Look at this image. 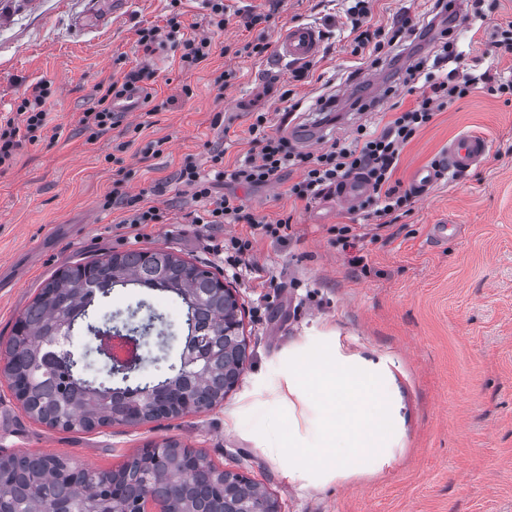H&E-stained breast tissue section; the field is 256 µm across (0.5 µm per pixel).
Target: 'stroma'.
Masks as SVG:
<instances>
[{"label": "stroma", "instance_id": "35a3bbf8", "mask_svg": "<svg viewBox=\"0 0 512 512\" xmlns=\"http://www.w3.org/2000/svg\"><path fill=\"white\" fill-rule=\"evenodd\" d=\"M224 2L230 21L217 31L203 0H181L176 8L170 0H128L104 26L87 19V0H0V115L16 110L28 86L52 85L41 141L24 144L0 170V356L16 319L57 269L109 252L159 248L219 273L242 310L249 356L234 389L209 410L89 432L39 422L0 379V455L53 454L73 466L114 470L148 443L175 440L217 468L259 482L281 512H512V100L478 89L436 112L400 155L394 177L402 188H411L417 169L438 164L460 134L485 136L488 154L412 196L393 224L345 211L332 198H289L296 170L266 186L237 188L250 211L288 218L289 229L284 244L257 237L247 273L231 275L183 220L190 199L173 180L180 168L203 164L218 142L226 164L256 155L249 126L258 112L270 114L273 134L296 145L286 134L293 117L279 99L287 89L313 115L320 96L336 95V110L324 121L330 143L351 140L358 124L376 125L392 104L405 110L417 96H383L393 83L389 63L357 69L344 0ZM176 11L193 34L212 40L209 58L188 72L170 46L148 52L137 43L138 28L165 26ZM483 11L456 29L459 48L475 72L490 66L512 75L511 50L483 55L495 27L512 22V0H483ZM249 13L271 20L248 29ZM299 23L329 37L312 77L296 81L293 63L274 46L282 30ZM261 41L270 45L264 55H237L244 43ZM143 65L156 73L157 112L122 116L88 140L79 120L95 104L96 85ZM228 70L236 77L227 87ZM186 83L188 99L181 95ZM157 141L158 155L150 149ZM117 178L165 211L167 223L132 238L124 211L99 206ZM353 222L366 233L360 267L336 242L339 228ZM440 224L449 227L441 241L434 237ZM142 298L164 314L169 355L178 357L181 312L164 295L119 288L108 307ZM318 341L338 359L384 374L401 421L388 462L326 485L291 476L254 429L260 413L277 407L300 432L313 428L309 404L281 400L288 358Z\"/></svg>", "mask_w": 512, "mask_h": 512}]
</instances>
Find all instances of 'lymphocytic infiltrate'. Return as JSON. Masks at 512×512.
Returning a JSON list of instances; mask_svg holds the SVG:
<instances>
[{"mask_svg":"<svg viewBox=\"0 0 512 512\" xmlns=\"http://www.w3.org/2000/svg\"><path fill=\"white\" fill-rule=\"evenodd\" d=\"M371 2L353 0L344 12L353 36L351 53L364 60L368 67H376L383 58L389 57L399 43L425 39L435 30L440 33L433 60L420 57L406 69L404 85L420 83L424 86L415 106L395 113L382 129L358 126L351 141L332 143L316 155L287 147L284 138L271 134L268 113L259 112L249 127L252 141L259 149L257 156L246 157L229 169L224 165L223 148L216 145L209 149L205 166L190 163L177 173L176 181L183 186L193 205L186 214L188 222L207 230L208 250L226 270H242L252 249L254 235L282 242L288 238L287 219L270 221L255 215L236 193L230 192V185L263 186L276 180L284 170L296 168L300 170L301 178L291 186L290 194L310 202L335 195L349 177L358 175L371 191L369 201L374 207V216L395 221L408 198L407 193L401 191L399 181L393 178L399 157L415 134L432 121L436 111L453 100L466 97L480 86L500 95H512L511 78L488 71L472 76L456 69L460 54L452 36L453 30L436 27L437 21L448 20L453 0H434L430 18L424 24L409 13H402L388 32L372 25ZM136 34L138 44L147 50L162 39L179 48L180 60L186 68L206 60L212 50L209 37L185 36L180 23L173 18L168 20L166 27H142ZM154 76L153 70L142 67L126 73L122 80L112 79L98 84L96 105L84 112L80 120L83 130L94 139L112 128L118 119L112 110L113 99ZM50 94L46 83H37L30 96L18 104L15 115L0 117V168L11 166L23 143L39 141L46 121L44 104ZM100 206L105 210L125 209V223L134 231L162 223L164 218L161 209L147 203L143 196L124 191L119 179L113 181L111 191L104 196ZM226 224L248 225L250 233L217 239L215 229Z\"/></svg>","mask_w":512,"mask_h":512,"instance_id":"lymphocytic-infiltrate-1","label":"lymphocytic infiltrate"}]
</instances>
